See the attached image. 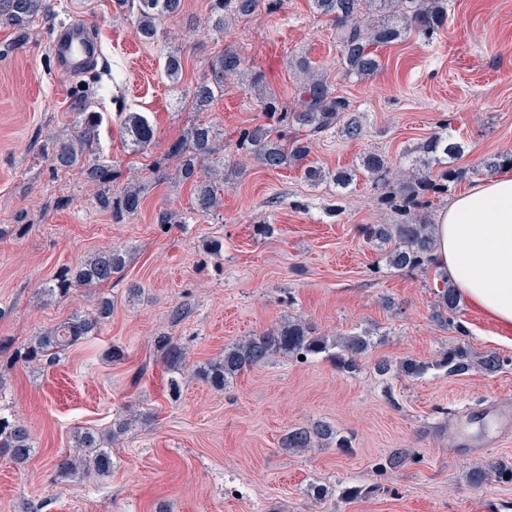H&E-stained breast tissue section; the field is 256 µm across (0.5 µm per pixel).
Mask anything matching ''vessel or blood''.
I'll return each mask as SVG.
<instances>
[{
	"mask_svg": "<svg viewBox=\"0 0 512 512\" xmlns=\"http://www.w3.org/2000/svg\"><path fill=\"white\" fill-rule=\"evenodd\" d=\"M99 54V43L90 23L77 20L61 26L54 37L52 57L56 74L71 79L83 74ZM480 418L489 419L502 435L512 434V406L498 404L485 408Z\"/></svg>",
	"mask_w": 512,
	"mask_h": 512,
	"instance_id": "vessel-or-blood-1",
	"label": "vessel or blood"
}]
</instances>
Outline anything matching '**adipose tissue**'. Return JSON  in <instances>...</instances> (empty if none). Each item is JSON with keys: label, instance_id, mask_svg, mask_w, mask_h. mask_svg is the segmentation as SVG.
I'll use <instances>...</instances> for the list:
<instances>
[{"label": "adipose tissue", "instance_id": "1", "mask_svg": "<svg viewBox=\"0 0 512 512\" xmlns=\"http://www.w3.org/2000/svg\"><path fill=\"white\" fill-rule=\"evenodd\" d=\"M435 258L461 303L512 329V176L472 182L440 212Z\"/></svg>", "mask_w": 512, "mask_h": 512}]
</instances>
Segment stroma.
Listing matches in <instances>:
<instances>
[{
  "mask_svg": "<svg viewBox=\"0 0 512 512\" xmlns=\"http://www.w3.org/2000/svg\"><path fill=\"white\" fill-rule=\"evenodd\" d=\"M48 4L26 35L0 26V413L23 421L34 444L21 466L0 454V512H478L485 501L491 512H512V481H468L473 468L512 463V438L472 425L473 441L485 447L476 457L457 449L450 425L469 411L512 404V346L464 304L453 324L435 322L432 272L384 267L385 245L368 243L360 227L398 216L377 202L366 178L342 190L310 184L294 167L270 172L245 159L238 133L266 115L238 80L225 81L208 111L189 103L224 47L237 48L288 103L298 94L295 63L305 57L363 125L360 138L333 130L316 141L315 163L351 168L382 152L404 164L445 126L465 142L461 165L479 170L512 149V0H448L447 26L428 42L413 36L379 48L381 68L368 79L343 71L336 28L310 0H280L220 33L203 24L209 0H184L150 43L136 36L135 16L117 14L111 0ZM74 18L92 23L100 56L90 75L62 81L52 34ZM171 52L182 57L176 84L163 74ZM88 89L92 110L104 115L103 159L122 177L138 175L144 189L141 211L119 224L81 170L60 172L49 161L55 140L70 131L72 97ZM121 107L153 125L147 149L134 150L122 134ZM195 123L223 138L228 176L214 216L193 212L189 184L148 172ZM162 210L178 223L158 224ZM263 224L271 234H258ZM208 239L222 241L221 256L205 250ZM113 244L127 251L120 279L63 299L41 295L61 270ZM103 295L114 307L99 335L52 365L14 362L15 350L91 311ZM297 318L332 338L369 334L373 345L350 373L322 358L276 356L224 389L194 379L170 396L173 372L158 337H172L192 366ZM460 344L510 364L493 375L432 370L417 379L376 370L383 359L431 362ZM128 412L134 419L112 442L110 477L56 482L55 464L72 453L77 429L106 431ZM318 420L349 436L350 447L283 450L289 429ZM397 448L413 449V460L377 472L376 462ZM349 486L360 495L342 499Z\"/></svg>",
  "mask_w": 512,
  "mask_h": 512,
  "instance_id": "1",
  "label": "stroma"
}]
</instances>
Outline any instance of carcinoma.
<instances>
[{
  "label": "carcinoma",
  "mask_w": 512,
  "mask_h": 512,
  "mask_svg": "<svg viewBox=\"0 0 512 512\" xmlns=\"http://www.w3.org/2000/svg\"><path fill=\"white\" fill-rule=\"evenodd\" d=\"M277 0H210L208 26L215 31L224 30L226 21L246 18L268 8ZM315 11L329 18L336 26L339 46V64L349 76L368 78L379 70L377 48L393 45L416 35L430 39L448 19V0H310ZM181 0H113L119 13H136V35L143 40L157 36L158 22L175 14ZM48 8L47 0H0V24L23 34ZM301 77L300 94L293 106L282 104L277 96L267 92L265 77L260 72H247L243 56L228 46L209 62L208 71L191 92L194 110L205 112L217 97L224 95V80L232 77L247 79L248 88L257 95L260 108L274 122L239 131L237 150L245 153L260 167L268 171L290 166L303 169L306 181L320 183L329 178L345 188L361 174L372 183L379 203L393 209L399 216L396 224H366L362 236L369 242H394L385 255L387 266L398 271H428L435 265L436 240L433 225L418 215V211L432 205V198L440 197L451 188L469 180L476 171L453 164L463 155V140L448 133L434 134L423 140L415 149V156L408 168L401 169L385 155L368 153L359 165L334 174L306 164L313 142L335 127L341 134L354 139L363 133L361 123L350 116V103L319 73L311 61L302 57L297 64ZM183 67L179 55L170 53L164 64L165 77L177 83ZM73 114V131L58 139L53 146L51 164L54 169L66 171L86 164L87 178L101 187L97 194L100 207L112 214V219L122 221L139 212L143 188L126 184L115 186L120 173L113 165L101 160L99 131L104 116L89 110L85 96L75 97L69 106ZM124 129L133 144L147 148L155 136L154 127L139 112H127ZM224 152L221 139L214 127L195 124L170 142L167 157L180 159L175 178L190 184L192 208L202 215H213L222 207L218 194L224 182ZM127 250L118 246L98 251L57 278L46 282L42 293L48 297L65 296L77 287L108 283L122 274L126 267ZM436 321L446 324L456 314L459 299L448 275L441 274L436 282ZM112 300L103 298L87 313L75 314L60 326L40 336L29 346L18 349L14 359L26 364L53 361L59 352L77 344L87 336H95L112 315ZM166 362L180 368L185 361L183 349L165 336L157 339ZM371 346L367 334H350L333 341L318 336L302 320H288L282 325L224 347V356L197 366L192 377L205 380L221 389L249 369L262 367L273 357L282 355L300 359L326 354L335 348L336 367L354 371L358 361ZM504 364L494 353L475 359L469 348L457 346L443 352L439 359L426 363L415 359L399 362L397 370L409 378H419L430 369L445 371L448 375H462L474 367L486 374H495ZM128 422L120 419L108 435L81 431L76 435L78 456H67L56 465L58 479L65 481L74 476L94 471L106 478L112 473V449L104 447L107 436H117L126 431ZM334 444L338 448L350 447V438L342 435L335 426L318 421L306 427L291 429L282 440L286 450H302L320 444ZM32 438L21 421L0 416V453L22 465L32 452ZM413 451L397 449L377 463L384 471L401 466L412 458ZM512 480V466L498 463L490 468L476 467L469 473L473 484L482 483L489 473Z\"/></svg>",
  "instance_id": "obj_1"
}]
</instances>
